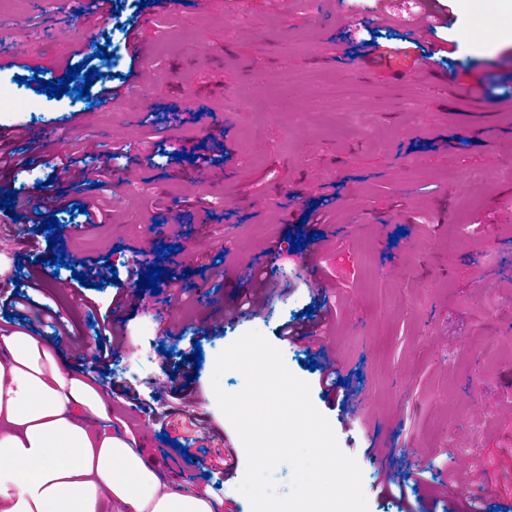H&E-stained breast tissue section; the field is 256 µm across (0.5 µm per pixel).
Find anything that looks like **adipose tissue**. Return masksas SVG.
Listing matches in <instances>:
<instances>
[{
	"instance_id": "1",
	"label": "adipose tissue",
	"mask_w": 512,
	"mask_h": 512,
	"mask_svg": "<svg viewBox=\"0 0 512 512\" xmlns=\"http://www.w3.org/2000/svg\"><path fill=\"white\" fill-rule=\"evenodd\" d=\"M22 330L0 332V512H218L114 435L100 386Z\"/></svg>"
}]
</instances>
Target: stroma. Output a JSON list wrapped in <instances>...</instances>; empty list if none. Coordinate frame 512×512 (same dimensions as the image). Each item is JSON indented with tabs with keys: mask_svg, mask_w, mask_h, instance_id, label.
<instances>
[{
	"mask_svg": "<svg viewBox=\"0 0 512 512\" xmlns=\"http://www.w3.org/2000/svg\"><path fill=\"white\" fill-rule=\"evenodd\" d=\"M137 4L112 0L97 23L66 0H0V13L25 20L8 32L17 52L0 56V80L39 67L48 81L59 65L86 56L124 87V98L93 105L30 86L34 112L0 117V132L53 125L63 134L40 142L34 171H0V188L37 199L63 194L56 217L64 227L83 222L72 206L90 190L55 183L58 157L90 136L100 152L123 145L134 157L115 164V181H130V190L98 193L112 221L67 239L66 268L50 266L47 231L0 216V274L37 281L31 298L58 311L77 340H93L106 314L128 325L138 351L115 356L106 376L115 433L145 443L166 481L222 500L220 512H251L237 490L245 451L211 376L217 355L256 330L309 384L340 448L357 460L369 512H401L375 488L382 469L406 482L422 470L437 484H465L473 512H512V179L499 175L512 166L505 5L420 0L402 26L406 0L354 18L339 0H154L140 30L148 54L134 64ZM370 39L388 48L389 62L364 56ZM107 43L119 63L96 58ZM424 48L434 55L423 64ZM352 78L362 96L339 104L336 89ZM229 95L240 97V111H225ZM471 127L479 134L469 140ZM195 143L207 163L181 158ZM313 205L327 222L306 223ZM172 210L185 214L181 231L166 222ZM296 230L309 241L295 249ZM25 238L42 262L13 263ZM154 239L176 248L158 254L159 266L186 285H206L210 305L171 297L166 287L154 295L128 278ZM91 259L114 266L142 304L112 308L108 283L81 289L73 270ZM267 266L274 296L257 314L225 320L251 269ZM79 290L95 309L73 301ZM309 306L333 317L323 343L349 384L348 417L323 398L305 343L277 334ZM156 308L170 312L178 335L161 334ZM196 345L200 381L185 387L171 377L170 354ZM183 417L196 420L200 439L180 451L173 443L184 438ZM209 448L233 455L236 467L205 473Z\"/></svg>",
	"mask_w": 512,
	"mask_h": 512,
	"instance_id": "1",
	"label": "stroma"
}]
</instances>
